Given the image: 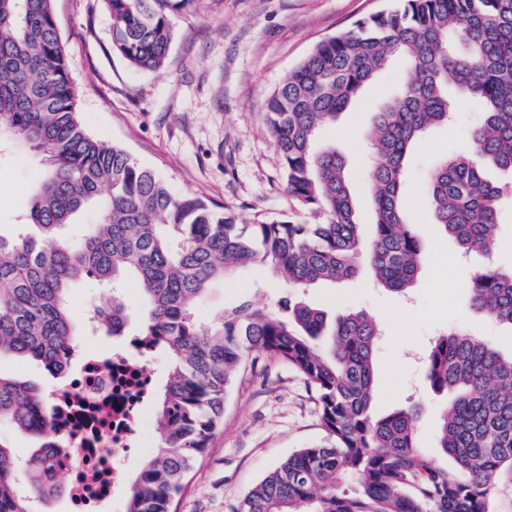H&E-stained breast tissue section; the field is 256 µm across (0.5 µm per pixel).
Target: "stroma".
<instances>
[{
	"instance_id": "1",
	"label": "stroma",
	"mask_w": 512,
	"mask_h": 512,
	"mask_svg": "<svg viewBox=\"0 0 512 512\" xmlns=\"http://www.w3.org/2000/svg\"><path fill=\"white\" fill-rule=\"evenodd\" d=\"M395 0H205L202 13L173 19L174 39L164 66L139 71L111 45L112 20L96 0H56L59 32L78 91L81 119L94 136L125 148L165 179L179 196L227 205L242 225L272 221L315 224L319 218L288 195L264 106L276 87L321 40L393 6ZM399 68L381 74L360 98L325 127L317 145L345 160L365 238H372L371 184L364 165L366 134L380 102L397 95ZM480 119L470 103L455 105L453 121L431 128L408 158L404 207L408 224L430 253L408 297L377 288L370 268L347 285L319 284L302 301L335 316L362 310L383 334L375 363L371 410L389 414L420 407V445L452 468L436 447L444 398L429 389L423 357L434 336L455 327L512 354V329L470 306L471 269L512 265V199L501 204L496 236L502 247L487 259L462 258L438 234L423 192L429 171L462 151ZM38 170L27 148L0 145V225L16 223L23 192ZM292 293L264 269L225 280L198 307L206 318L248 300L281 312ZM314 388L281 359L258 354L242 369L224 404V421L176 497L174 512H240L245 494L300 448L323 442Z\"/></svg>"
}]
</instances>
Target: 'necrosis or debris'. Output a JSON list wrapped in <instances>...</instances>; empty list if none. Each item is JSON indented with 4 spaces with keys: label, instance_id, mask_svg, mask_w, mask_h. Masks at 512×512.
Masks as SVG:
<instances>
[{
    "label": "necrosis or debris",
    "instance_id": "1",
    "mask_svg": "<svg viewBox=\"0 0 512 512\" xmlns=\"http://www.w3.org/2000/svg\"><path fill=\"white\" fill-rule=\"evenodd\" d=\"M152 381L147 353L120 346L80 351L75 376L53 390L63 446L51 471L77 512H99L122 484L125 458L144 440Z\"/></svg>",
    "mask_w": 512,
    "mask_h": 512
}]
</instances>
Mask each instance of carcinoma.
I'll return each instance as SVG.
<instances>
[{"mask_svg": "<svg viewBox=\"0 0 512 512\" xmlns=\"http://www.w3.org/2000/svg\"><path fill=\"white\" fill-rule=\"evenodd\" d=\"M101 2L112 19V50L137 69L158 70L173 17L199 13L204 0ZM395 57L406 62L408 79L375 113L367 244L345 161L317 150L314 138ZM450 85L485 117L471 132V151L431 173L427 195L444 235L465 254L491 257L499 204L512 192V0H400L315 45L264 114L288 194L322 222L245 229L232 209L175 195L125 149L88 132L55 0H0V141L29 148L41 165L18 217L27 232L0 230V356L67 374V353L83 331L138 336L167 353L158 443L132 481L125 512H171L256 350L287 361L312 384L326 438L278 464L247 492L241 512H491L498 474L512 472V355L460 331L431 341L426 381L449 397L437 443L454 464L448 470L420 448L417 409L372 414L380 329L365 312L330 321L302 301L285 316L244 301L207 320L197 315L213 288L253 266L299 291L350 280L367 259L380 286L407 294L425 252L403 212L405 164L429 127L448 122ZM487 165L511 180H488ZM91 209L98 223L70 234ZM85 279L112 287V300H89L77 314L71 289ZM131 281L144 295L136 323L121 295ZM469 288L474 309L512 328V266L474 270ZM52 413L37 387L0 375V422L40 440L21 478L0 439V512H32L34 499L51 512L61 496L47 481Z\"/></svg>", "mask_w": 512, "mask_h": 512, "instance_id": "1", "label": "carcinoma"}]
</instances>
